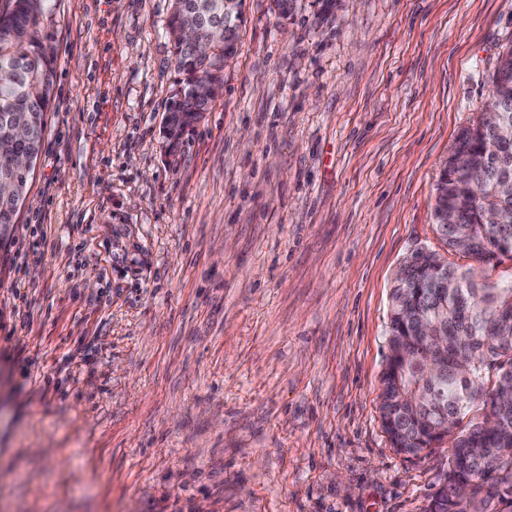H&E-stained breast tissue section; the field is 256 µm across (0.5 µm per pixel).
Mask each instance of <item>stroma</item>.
<instances>
[{"instance_id":"obj_1","label":"stroma","mask_w":512,"mask_h":512,"mask_svg":"<svg viewBox=\"0 0 512 512\" xmlns=\"http://www.w3.org/2000/svg\"><path fill=\"white\" fill-rule=\"evenodd\" d=\"M179 148L169 0H51L45 143L0 250V512H427L381 428L389 294L512 0H245Z\"/></svg>"}]
</instances>
